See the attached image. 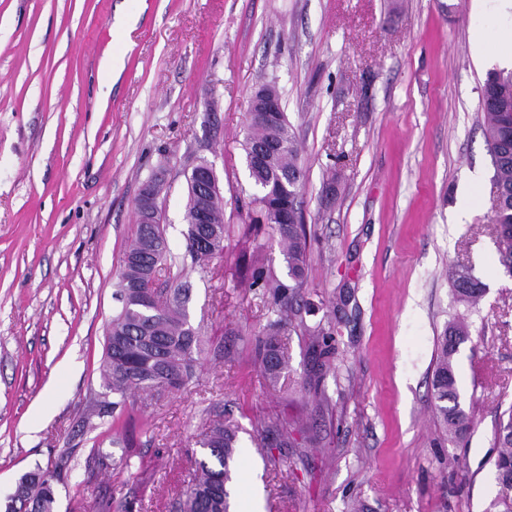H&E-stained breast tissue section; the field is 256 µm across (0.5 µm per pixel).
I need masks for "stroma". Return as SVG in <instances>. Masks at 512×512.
<instances>
[{
    "label": "stroma",
    "instance_id": "35a3bbf8",
    "mask_svg": "<svg viewBox=\"0 0 512 512\" xmlns=\"http://www.w3.org/2000/svg\"><path fill=\"white\" fill-rule=\"evenodd\" d=\"M511 34L498 0H0V506L40 466L61 470L54 512H95L106 494L112 512H176L208 425L228 420L242 429L235 506L484 512L512 405V279L496 268L481 88ZM268 82L306 170V291L349 297L328 371L293 332L275 382L256 357L268 311L243 277L237 202L251 96ZM201 157L229 233L223 257L196 263L183 217ZM154 176L173 252L160 278L189 288L205 351L181 391L131 399L118 443L110 422L85 421ZM452 268L485 284L474 309L454 300ZM458 317L475 428L451 447L431 380ZM272 416L304 425L295 447L251 441Z\"/></svg>",
    "mask_w": 512,
    "mask_h": 512
}]
</instances>
